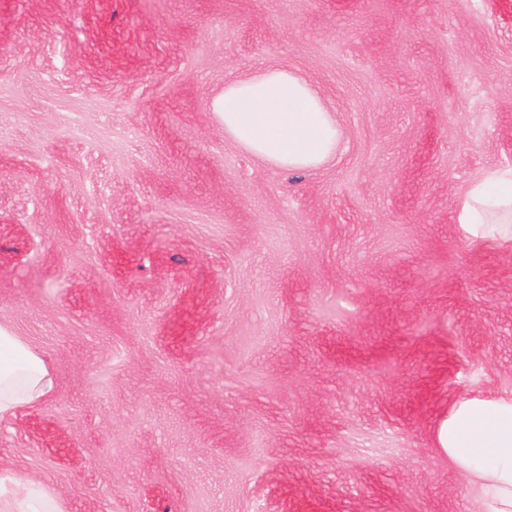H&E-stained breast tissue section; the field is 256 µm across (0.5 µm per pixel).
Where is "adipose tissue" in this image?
I'll return each mask as SVG.
<instances>
[{"label":"adipose tissue","instance_id":"1","mask_svg":"<svg viewBox=\"0 0 512 512\" xmlns=\"http://www.w3.org/2000/svg\"><path fill=\"white\" fill-rule=\"evenodd\" d=\"M224 131L261 161L310 172L336 152L338 131L318 92L300 75L267 68L228 82L214 102ZM456 222L484 236L512 222V169H494L472 183ZM53 389L45 361L10 328L0 325V419L42 402ZM449 463L481 497V512H512V396L456 402L438 433ZM41 485L0 474V512H47Z\"/></svg>","mask_w":512,"mask_h":512}]
</instances>
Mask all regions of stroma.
I'll return each instance as SVG.
<instances>
[{
    "instance_id": "stroma-1",
    "label": "stroma",
    "mask_w": 512,
    "mask_h": 512,
    "mask_svg": "<svg viewBox=\"0 0 512 512\" xmlns=\"http://www.w3.org/2000/svg\"><path fill=\"white\" fill-rule=\"evenodd\" d=\"M318 89L333 160L224 131L226 83ZM512 0H0V325L47 399L0 471L61 512H479L437 435L512 393ZM456 222L474 236H485L493 224L512 222V169H494L472 183L460 200Z\"/></svg>"
}]
</instances>
